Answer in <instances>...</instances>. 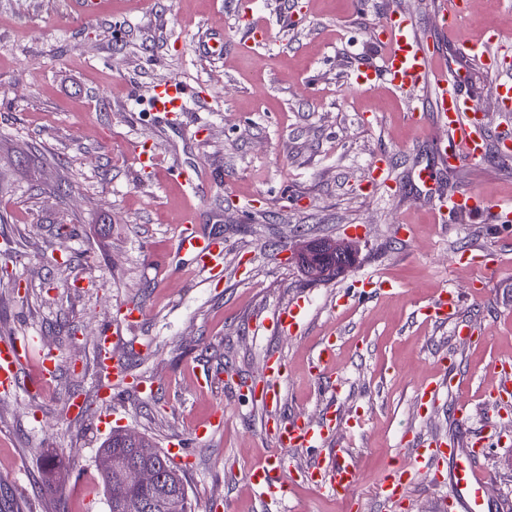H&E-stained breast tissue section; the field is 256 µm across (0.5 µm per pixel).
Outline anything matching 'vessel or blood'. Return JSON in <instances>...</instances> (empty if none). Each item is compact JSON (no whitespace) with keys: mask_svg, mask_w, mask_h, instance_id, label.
<instances>
[{"mask_svg":"<svg viewBox=\"0 0 512 512\" xmlns=\"http://www.w3.org/2000/svg\"><path fill=\"white\" fill-rule=\"evenodd\" d=\"M468 4L469 0H444L439 7L440 31L454 33L469 11ZM379 34L383 48L380 63L359 68L355 79L357 88L367 89L381 81L397 89L409 90L412 94L407 113L410 126H421L427 111L436 114L441 131L433 144L437 164L444 168H459L477 163L484 154L485 133L476 120L480 105L464 93L463 78L448 74L437 56L424 48L412 18L400 13L386 16L380 23ZM457 50L493 78L494 92L502 111L512 112V71L503 66L504 60L512 57V36L490 25L478 38L458 42ZM190 95V89L182 81L169 78L154 86L148 106L150 111L170 115L183 111ZM439 203L441 210L489 223L512 221V204L486 199L469 187L440 198ZM176 248L192 255L198 272L211 276L220 272L224 240L203 229L194 212H187L182 218ZM458 301V296L443 290L420 307L418 313L427 318L447 320L455 315ZM303 309V302L298 301L279 311L277 323L284 333L296 330ZM138 316V310H125L119 322L97 337L95 364L99 372L112 376L113 382L128 386L135 384L148 393L152 390L151 384L127 372L122 358L112 352L114 337ZM22 353L20 340L0 342L1 392L19 388ZM334 361L335 339L330 336L321 341L310 363V371L317 376H333ZM286 372L282 359L269 358L262 382L242 387L243 392L260 400L269 411L265 432L273 441L271 454L248 471V486L258 496L275 501L286 499L302 483L336 498L353 496L361 481V473L350 451L340 447L337 434L342 427L358 425L359 415H342L332 401L324 405L321 417L315 423L298 414L281 413L282 382ZM489 396V404L493 407L512 400L511 362L499 364ZM487 447L488 441L483 436L470 437L465 448L444 441L421 444L415 464L392 462L380 475L377 489L387 501L397 502L406 496L421 468L426 466L443 474L448 489L447 496L439 501L438 512H489V490L494 476L479 464ZM292 448L312 449L318 451L319 457L309 467L298 470L288 458Z\"/></svg>","mask_w":512,"mask_h":512,"instance_id":"b4317fda","label":"vessel or blood"}]
</instances>
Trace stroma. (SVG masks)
I'll return each instance as SVG.
<instances>
[{
    "instance_id": "35a3bbf8",
    "label": "stroma",
    "mask_w": 512,
    "mask_h": 512,
    "mask_svg": "<svg viewBox=\"0 0 512 512\" xmlns=\"http://www.w3.org/2000/svg\"><path fill=\"white\" fill-rule=\"evenodd\" d=\"M98 2L88 16L75 0H0V248L15 252L22 282L17 293L0 284V340L36 336L62 359L40 385L36 358H26L20 390L0 392V457L13 463L0 473V512H109L98 449L115 430L162 454L181 446L177 467L196 512L216 500L226 512H434L446 493L434 472H421L400 505L382 500L376 479L393 458L414 459L404 432L461 442L488 425L482 404L494 368L512 359V223H438L431 191L412 176L435 163L432 125L410 130L406 92L352 81L381 56L385 12L412 14L447 63L465 70L486 127L485 159L438 172L439 189L512 200L492 80L456 49L490 24L512 31V9L481 0L447 36L436 26L438 0H367L361 10L352 0H258L249 12L240 0ZM169 77L204 94L177 125L147 110L153 86ZM139 141L156 150L151 171L132 152ZM382 154L399 185L393 194L366 190ZM173 166L203 173L196 206L201 224L224 237L222 280L175 250L184 199L167 179ZM321 238L358 260L312 283L294 256ZM464 252L495 260L496 272L455 264ZM364 276L398 291L356 296ZM445 288L458 294L472 340L417 315ZM297 300L306 304L300 330L274 333L277 311ZM121 304L143 317L115 351L159 388L149 397L115 390L107 406L95 338ZM330 334L337 393L307 369ZM269 353L288 364L284 413L314 419L335 396L362 414V428L342 437L363 473L354 501L301 485L274 504L247 487L271 442L266 410L238 398L234 382L260 376ZM204 370L213 374L205 389L196 382ZM447 371L462 385L466 417L444 402L418 409L420 385ZM76 397L84 412L67 416ZM217 406L223 426L195 436ZM498 424L482 464L497 478L492 497L512 499V411Z\"/></svg>"
}]
</instances>
